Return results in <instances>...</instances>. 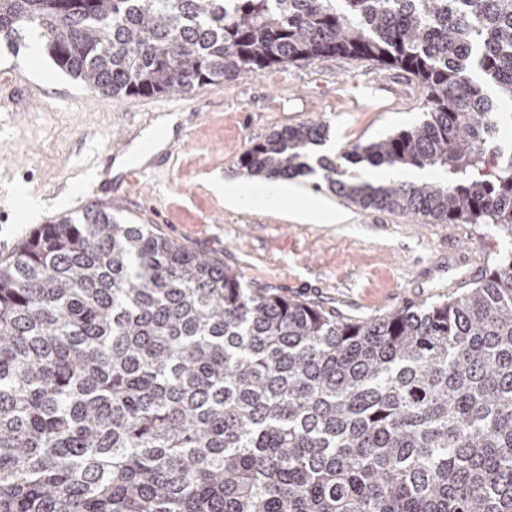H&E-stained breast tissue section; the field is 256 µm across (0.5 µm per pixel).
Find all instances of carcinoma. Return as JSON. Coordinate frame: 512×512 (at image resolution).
I'll use <instances>...</instances> for the list:
<instances>
[{
  "mask_svg": "<svg viewBox=\"0 0 512 512\" xmlns=\"http://www.w3.org/2000/svg\"><path fill=\"white\" fill-rule=\"evenodd\" d=\"M112 97L340 56L412 75L428 119L327 181L349 204L512 244V0H0V38ZM321 123L240 158L303 175ZM0 512H512V247L370 321L273 290L103 205L0 262Z\"/></svg>",
  "mask_w": 512,
  "mask_h": 512,
  "instance_id": "1",
  "label": "carcinoma"
}]
</instances>
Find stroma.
I'll use <instances>...</instances> for the list:
<instances>
[{
  "label": "stroma",
  "instance_id": "obj_1",
  "mask_svg": "<svg viewBox=\"0 0 512 512\" xmlns=\"http://www.w3.org/2000/svg\"><path fill=\"white\" fill-rule=\"evenodd\" d=\"M15 82L0 98V261L56 216L92 204L149 225L189 251L206 255L247 287L297 296L356 320L442 300L462 290L463 244L491 268L507 242L487 226L436 224L348 204L329 187L320 159L337 177L366 175L348 162L352 148L422 124L427 111L417 82L371 61L329 57L274 66L188 94L112 98L89 91L30 48L0 43V79ZM176 113L170 147L144 171L123 154L134 177L104 167L107 148L133 145L162 113ZM328 128L310 146L312 174L295 182L349 215L343 224H298L276 210L229 211L216 178H245L247 147L289 125ZM43 202L28 219L19 191Z\"/></svg>",
  "mask_w": 512,
  "mask_h": 512
}]
</instances>
